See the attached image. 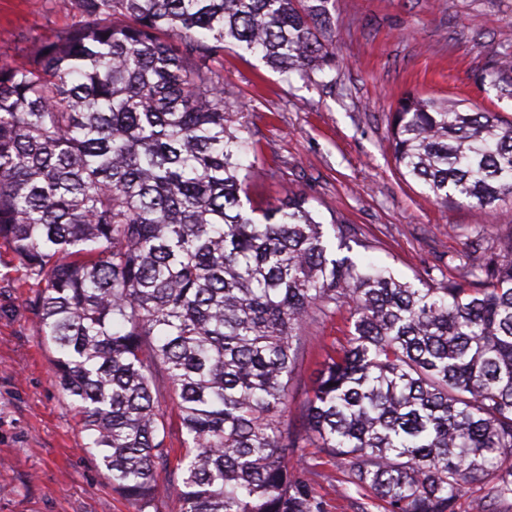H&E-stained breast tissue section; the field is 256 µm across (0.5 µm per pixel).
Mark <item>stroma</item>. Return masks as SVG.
I'll use <instances>...</instances> for the list:
<instances>
[{"instance_id": "obj_1", "label": "stroma", "mask_w": 512, "mask_h": 512, "mask_svg": "<svg viewBox=\"0 0 512 512\" xmlns=\"http://www.w3.org/2000/svg\"><path fill=\"white\" fill-rule=\"evenodd\" d=\"M335 8L336 66L318 83L274 72L240 49L224 53L227 101L242 104L255 143L251 204L261 211L305 194L323 224L357 228L353 256L412 281L454 275L451 262L473 231H512V203L437 204L398 173L390 120L409 91L512 118V99L498 100L476 80L491 52L512 48V0H336ZM78 20L62 0H0V62L23 61L32 45ZM18 278L0 244V512H136L86 451L80 418L55 383L53 353L35 330L33 291ZM345 332L341 315L309 325L293 409ZM307 460L327 512H354L340 461L315 448Z\"/></svg>"}]
</instances>
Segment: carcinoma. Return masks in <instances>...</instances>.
I'll use <instances>...</instances> for the list:
<instances>
[{"mask_svg":"<svg viewBox=\"0 0 512 512\" xmlns=\"http://www.w3.org/2000/svg\"><path fill=\"white\" fill-rule=\"evenodd\" d=\"M331 0H71L80 22L0 66V241L33 284L36 332L112 489L137 512H326L306 465L343 463L369 512H456L469 485L512 498V231L480 264L415 284L336 256L304 195L256 222L224 50L315 82L334 65ZM480 84L512 98V53ZM390 145L446 206L512 200V120L407 95ZM338 249L354 228L332 221ZM348 312L288 421L303 331ZM174 396L171 460L157 377Z\"/></svg>","mask_w":512,"mask_h":512,"instance_id":"carcinoma-1","label":"carcinoma"}]
</instances>
